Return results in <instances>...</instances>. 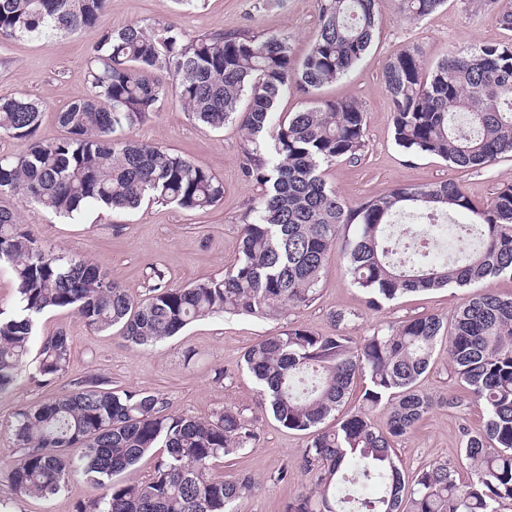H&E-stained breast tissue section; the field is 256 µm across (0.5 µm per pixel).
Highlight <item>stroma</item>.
<instances>
[{"instance_id":"obj_1","label":"stroma","mask_w":512,"mask_h":512,"mask_svg":"<svg viewBox=\"0 0 512 512\" xmlns=\"http://www.w3.org/2000/svg\"><path fill=\"white\" fill-rule=\"evenodd\" d=\"M318 3L206 0L202 7L181 11L173 0H109L101 25L117 30L131 24L173 23L192 36L246 29L283 32L291 39L295 57L300 58L317 32ZM504 6L505 0H446L431 15L414 19L401 13L398 0H378V29L369 50L345 78L316 93L320 99L357 100L367 113L362 156L337 162L325 171L328 185L348 206L400 184L449 179L460 183L472 199L485 203L499 188L512 184L511 153L488 167L466 170L399 147L382 77L387 60L402 50L418 51L430 69L449 52L512 37L499 23ZM97 37V30L90 29L48 43L0 42V96L22 95L40 104L39 139L63 137L58 112L72 100L90 95L88 60ZM129 134L207 167L224 183L223 202L207 211L146 202L130 211L92 209L79 219L66 220L18 199L14 205L20 223L33 230L46 249L62 250L101 266L112 282L136 299L147 293L159 275L174 286L222 277L239 258L241 218L262 193L261 185L244 172L238 124L227 123L217 132L208 130L170 93ZM487 291L512 296V278L500 276L465 288L451 285L410 293L370 308L335 252L315 300L308 305L281 307L264 318L202 319L149 350L134 347L118 330H92L72 310H48L40 316L36 334L64 332L70 365L51 385L42 386L24 376L0 394V499L8 500L10 512H75L79 503L96 496V489L75 477L52 498H18L8 480L9 469L20 456L9 428L16 412L94 376L120 390L161 394L173 414L206 418L227 408L240 412L254 423L258 439L246 454L214 461L212 471L217 475L245 472L257 481L256 491L239 502V512H282L290 499L317 484L319 467L307 465L303 457L312 434L284 428L262 407L255 379L243 362L244 352L260 339L294 325L324 335L342 333L358 343L380 327L416 316L436 314L449 321L471 296ZM339 311L350 313V320L335 322L333 315ZM419 388L434 406L410 434L395 442L407 479L440 461L455 470L457 479L467 480L468 469L460 457L463 433L482 424L484 411L452 378L447 338L439 339Z\"/></svg>"}]
</instances>
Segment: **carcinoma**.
I'll use <instances>...</instances> for the list:
<instances>
[{"label": "carcinoma", "instance_id": "1", "mask_svg": "<svg viewBox=\"0 0 512 512\" xmlns=\"http://www.w3.org/2000/svg\"><path fill=\"white\" fill-rule=\"evenodd\" d=\"M108 2L0 0V40L98 28ZM376 2L320 0L318 31L300 60L284 33L192 37L172 23L99 28L89 60L91 94L57 115L68 136L35 141L19 156L0 155V267L10 271L18 294L13 314L0 311V393L32 364L43 385L68 370L62 332L42 337L30 358L36 322L50 309H71L90 328H116L148 348L214 315L264 318L282 306L308 304L337 248L371 307L407 293L512 276L511 184L482 205L448 180L398 185L350 208L323 172L362 155V106L318 99L273 120L288 88L312 95L362 59L378 26ZM444 3L401 0V10L422 18ZM158 70L171 75L182 106L204 126L219 131L238 122L244 169L264 194L244 213L240 256L222 278L176 287L158 273L148 295L135 300L99 266L43 248L5 201L18 197L70 220L91 207L125 211L145 201L186 210L218 206L224 185L210 170L121 135L155 112L166 94ZM383 80L394 138L405 150L459 169L512 153L511 40L453 52L429 71L417 52L403 50L387 62ZM40 118L37 102L0 97L1 135L32 138ZM461 212L474 216L471 224L455 225L464 260H429L430 247L411 232L412 258H391L395 217L408 214L430 226ZM349 224L359 232L342 241ZM443 332L442 318L425 315L358 344L292 326L249 347L244 363L275 420L290 430H317L304 458L322 464L323 476L283 512H500L512 501V297L493 292L470 298L448 331L453 376L486 410L484 424L464 432L468 480L436 462L406 482L394 441L432 409L416 384ZM359 375L369 380L364 410L336 417ZM380 406L389 410L384 430L368 415ZM11 428L21 448L9 472L14 495L49 499L79 475L102 493L76 512H238L237 502L257 488L248 474L210 472L214 460L237 457L257 439L253 423L231 409L205 419L172 415L159 393L114 391L86 379L20 410ZM156 448L165 454L148 480L121 478Z\"/></svg>", "mask_w": 512, "mask_h": 512}]
</instances>
